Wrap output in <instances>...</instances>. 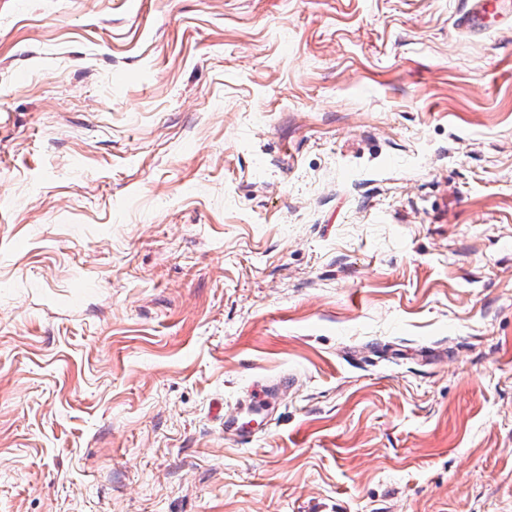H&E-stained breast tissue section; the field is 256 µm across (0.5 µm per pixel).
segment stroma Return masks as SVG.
<instances>
[{
  "label": "stroma",
  "instance_id": "1",
  "mask_svg": "<svg viewBox=\"0 0 512 512\" xmlns=\"http://www.w3.org/2000/svg\"><path fill=\"white\" fill-rule=\"evenodd\" d=\"M464 7L0 0V512H512V28Z\"/></svg>",
  "mask_w": 512,
  "mask_h": 512
}]
</instances>
